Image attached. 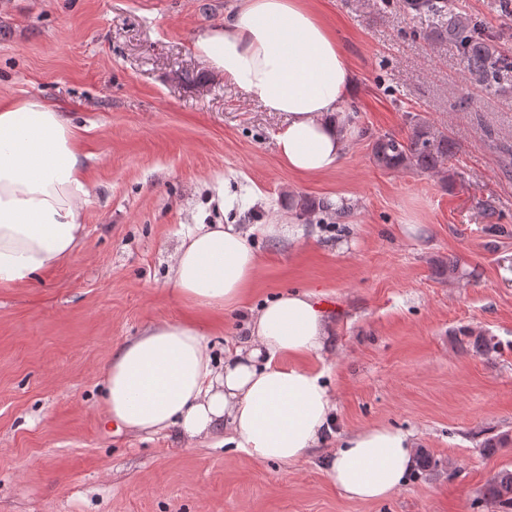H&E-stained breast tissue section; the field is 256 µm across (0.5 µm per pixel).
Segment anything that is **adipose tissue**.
<instances>
[{"label":"adipose tissue","instance_id":"1","mask_svg":"<svg viewBox=\"0 0 512 512\" xmlns=\"http://www.w3.org/2000/svg\"><path fill=\"white\" fill-rule=\"evenodd\" d=\"M192 49L225 83L283 116L275 146L288 170L314 176L340 165L353 135L344 103L355 83L335 32L306 0H239ZM79 143L71 119L40 100L0 106V285L26 286L82 245L88 183ZM285 230L195 224L171 256L175 292L202 309L237 306L259 268L255 239ZM248 330L218 361L200 324L146 327L108 367V420L133 433L175 426L190 441L220 431L225 447L256 459L299 461L329 432L335 401L321 373L282 360L320 355L332 324L310 293L290 291L253 308ZM415 450L412 433L362 428L330 452L328 477L345 497L380 500L402 487Z\"/></svg>","mask_w":512,"mask_h":512}]
</instances>
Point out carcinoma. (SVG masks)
I'll return each mask as SVG.
<instances>
[{
  "label": "carcinoma",
  "mask_w": 512,
  "mask_h": 512,
  "mask_svg": "<svg viewBox=\"0 0 512 512\" xmlns=\"http://www.w3.org/2000/svg\"><path fill=\"white\" fill-rule=\"evenodd\" d=\"M411 16L432 15L447 19L431 32V38L454 46L464 70L479 85L507 92L512 89V55L501 52L486 34L482 21L459 4V0H402ZM452 144L448 133L427 121L412 118L406 136L393 133L378 136L373 144L375 163L388 170L448 172ZM512 443L507 432L491 435L482 443L487 453ZM482 501L491 512H512V467L494 472L483 486Z\"/></svg>",
  "instance_id": "carcinoma-1"
}]
</instances>
